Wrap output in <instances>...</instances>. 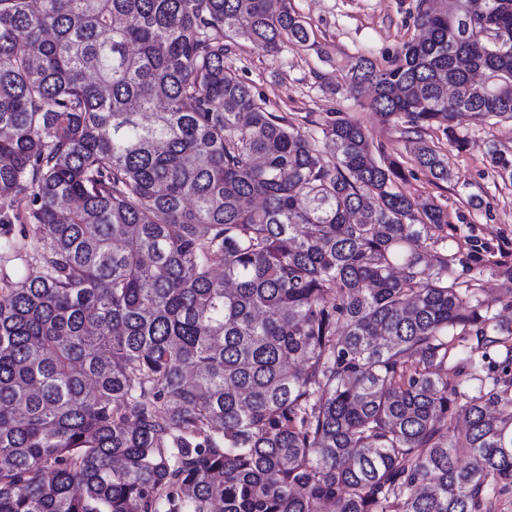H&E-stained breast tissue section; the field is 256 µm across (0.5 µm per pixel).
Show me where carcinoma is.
<instances>
[{
  "label": "carcinoma",
  "instance_id": "carcinoma-1",
  "mask_svg": "<svg viewBox=\"0 0 512 512\" xmlns=\"http://www.w3.org/2000/svg\"><path fill=\"white\" fill-rule=\"evenodd\" d=\"M427 2L348 81L439 183L428 129L512 119V0ZM239 39L317 47L288 0H0V224L38 268L0 280V512H501V300L360 123L268 110Z\"/></svg>",
  "mask_w": 512,
  "mask_h": 512
}]
</instances>
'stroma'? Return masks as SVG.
I'll return each instance as SVG.
<instances>
[{
  "label": "stroma",
  "instance_id": "stroma-1",
  "mask_svg": "<svg viewBox=\"0 0 512 512\" xmlns=\"http://www.w3.org/2000/svg\"><path fill=\"white\" fill-rule=\"evenodd\" d=\"M418 0H291L315 39L328 51L283 48L269 56L261 47L239 41L225 62L267 98L270 111L297 118L321 119L341 112L367 127L375 146L397 158L415 175L403 184L405 193L434 201L448 212L439 230L454 268L462 278L476 277L483 288L503 298L512 296V182L501 179L488 158L490 146L512 152V120L490 125L468 117L456 133L464 150L452 148L441 131L426 139L448 156L452 179L437 185L416 169L411 146L394 126L382 124L362 104L367 90L349 87L345 75L359 57L381 59L416 36L413 25Z\"/></svg>",
  "mask_w": 512,
  "mask_h": 512
}]
</instances>
